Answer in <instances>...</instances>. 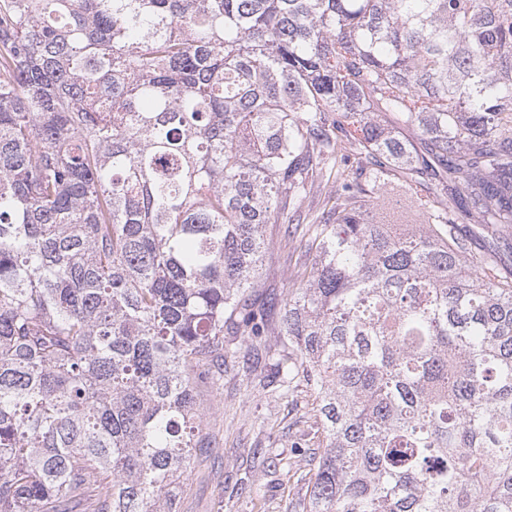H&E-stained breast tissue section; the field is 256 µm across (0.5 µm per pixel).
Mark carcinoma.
<instances>
[{
	"label": "carcinoma",
	"mask_w": 512,
	"mask_h": 512,
	"mask_svg": "<svg viewBox=\"0 0 512 512\" xmlns=\"http://www.w3.org/2000/svg\"><path fill=\"white\" fill-rule=\"evenodd\" d=\"M316 173L297 508L512 512V0H0V512H178Z\"/></svg>",
	"instance_id": "carcinoma-1"
}]
</instances>
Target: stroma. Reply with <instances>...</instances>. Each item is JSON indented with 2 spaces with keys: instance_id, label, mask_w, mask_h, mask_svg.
<instances>
[{
  "instance_id": "obj_1",
  "label": "stroma",
  "mask_w": 512,
  "mask_h": 512,
  "mask_svg": "<svg viewBox=\"0 0 512 512\" xmlns=\"http://www.w3.org/2000/svg\"><path fill=\"white\" fill-rule=\"evenodd\" d=\"M326 203V193H317L299 221L266 227L263 265L249 301L264 313L270 332L254 339L225 331L230 355L224 375L198 388L200 436L216 452L197 451L181 481L179 512H294L306 494L311 475L293 443L308 429L304 415L312 398L305 387L289 392L279 386L284 344L275 329L289 289L312 262L305 247L310 220Z\"/></svg>"
}]
</instances>
